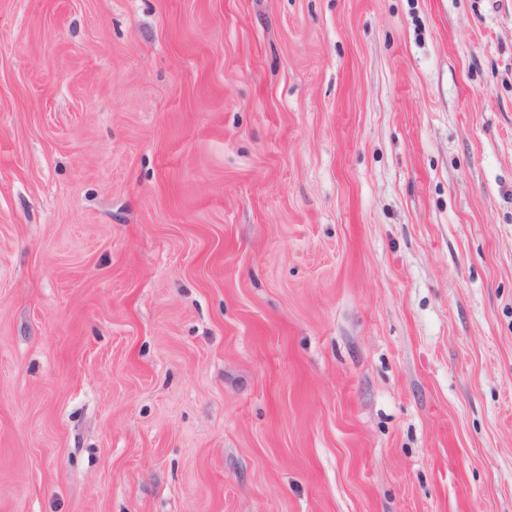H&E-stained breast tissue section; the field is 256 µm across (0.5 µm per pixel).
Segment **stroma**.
Returning <instances> with one entry per match:
<instances>
[{
  "label": "stroma",
  "mask_w": 512,
  "mask_h": 512,
  "mask_svg": "<svg viewBox=\"0 0 512 512\" xmlns=\"http://www.w3.org/2000/svg\"><path fill=\"white\" fill-rule=\"evenodd\" d=\"M0 512H512V0H0Z\"/></svg>",
  "instance_id": "35a3bbf8"
}]
</instances>
